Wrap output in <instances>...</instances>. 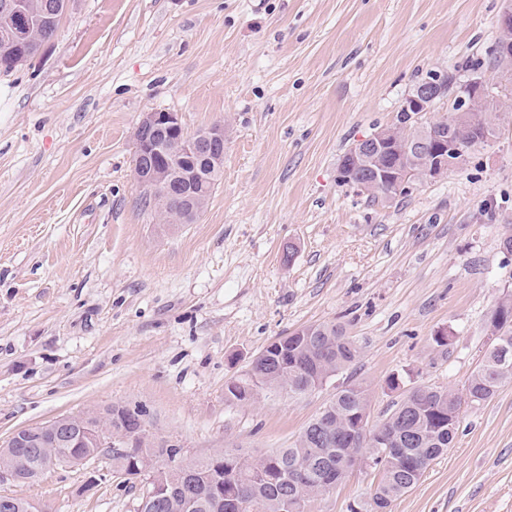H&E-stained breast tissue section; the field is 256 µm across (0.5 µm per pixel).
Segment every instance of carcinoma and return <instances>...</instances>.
<instances>
[{"instance_id": "carcinoma-1", "label": "carcinoma", "mask_w": 512, "mask_h": 512, "mask_svg": "<svg viewBox=\"0 0 512 512\" xmlns=\"http://www.w3.org/2000/svg\"><path fill=\"white\" fill-rule=\"evenodd\" d=\"M29 41L23 46L0 43V73L7 74L38 56V48L50 43L58 30L62 14L55 21L44 19L54 14L59 0H28ZM492 131L489 116L469 128L470 148L486 145V134ZM501 321L489 320L491 334L499 333L512 348V304L500 306ZM314 335L296 342L293 361L281 367L277 360L260 364L270 382L281 381L288 393L301 395L309 391L315 379L326 372L336 373L351 365L359 354L354 340L344 327L336 324L312 325ZM506 381H512V369L497 364L492 357L482 359L469 377L464 393L472 404H481L495 395ZM462 393V394H464ZM462 394L448 388L432 386L403 396L390 416L395 425L388 429L393 436L391 449L368 448L376 458L375 469L381 475L368 504V512H390L391 504L412 490L430 464L452 444L458 423L453 413L461 405ZM370 409L369 388L359 382L349 383L336 392L333 400L300 433L294 443L258 458L242 457L239 476L232 478L221 470L225 451L194 463L182 465L167 473V487L175 503L189 505L187 512H225L210 494L217 481L224 493L258 501L264 512H307L308 504L336 487L345 474H336V467L350 450L347 437L359 425L364 412ZM53 437L41 434L25 448H1L0 463L20 461L27 467L39 465L46 457ZM301 465L307 479L302 494H297L289 478Z\"/></svg>"}]
</instances>
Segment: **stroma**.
Returning <instances> with one entry per match:
<instances>
[{
  "label": "stroma",
  "instance_id": "35a3bbf8",
  "mask_svg": "<svg viewBox=\"0 0 512 512\" xmlns=\"http://www.w3.org/2000/svg\"><path fill=\"white\" fill-rule=\"evenodd\" d=\"M503 0H71L46 51L0 74V448L18 429L120 405L184 461L291 445L352 382L383 421L402 389L463 390L512 295V112L466 162L371 198L342 156L395 122L430 70L495 77ZM223 123L199 218L169 227L133 166L145 112ZM291 261H284L286 246ZM336 323L358 359L298 396L230 402L272 341ZM351 470L308 512H350ZM108 456L0 494L45 512H136ZM391 512H512V381L463 405L456 438Z\"/></svg>",
  "mask_w": 512,
  "mask_h": 512
}]
</instances>
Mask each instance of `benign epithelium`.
<instances>
[{
  "instance_id": "1",
  "label": "benign epithelium",
  "mask_w": 512,
  "mask_h": 512,
  "mask_svg": "<svg viewBox=\"0 0 512 512\" xmlns=\"http://www.w3.org/2000/svg\"><path fill=\"white\" fill-rule=\"evenodd\" d=\"M25 0H0V17L3 18L5 42L23 45L28 42ZM502 41L500 55L504 62L512 61V0L506 2L497 21ZM462 89L468 91V106L448 117V132L444 137L422 133L415 138H394L386 129H380L360 139L349 150L337 168V178L360 190L378 185H389L398 193H410L420 183L437 179L459 166L465 160L468 146L463 141L464 126L472 116L484 111L489 100V80L478 75L470 78ZM445 85L419 86L408 94L401 105L414 126H423L422 114L433 111V102L447 99ZM134 174L142 186H162L164 192L177 189L184 197L190 211L201 214L203 207L191 189L184 188L193 178L204 177V171H214L224 163V124L216 123L198 133H188L175 112H145L134 131ZM166 158L160 164L153 162L157 156ZM112 429L94 422L91 415L63 416L48 423L19 429L9 440L10 447L27 445V439L38 433H51L64 448L53 450L44 461L42 472L58 466H83L94 460L95 454H76L71 450L70 435L79 430L81 442L87 448L113 447L122 456L129 449L145 446L146 436L142 422L125 413V408H111ZM167 468L153 466L138 509H157L169 497L164 482Z\"/></svg>"
}]
</instances>
